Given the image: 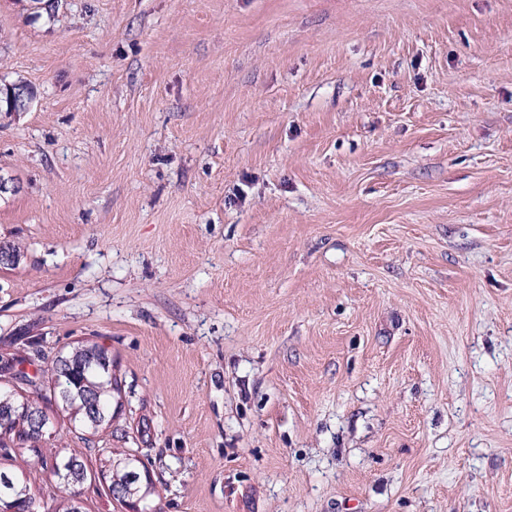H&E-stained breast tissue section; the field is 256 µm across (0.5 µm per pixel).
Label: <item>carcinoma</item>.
<instances>
[{
  "instance_id": "obj_1",
  "label": "carcinoma",
  "mask_w": 512,
  "mask_h": 512,
  "mask_svg": "<svg viewBox=\"0 0 512 512\" xmlns=\"http://www.w3.org/2000/svg\"><path fill=\"white\" fill-rule=\"evenodd\" d=\"M54 378L53 398L71 419L96 434L112 427L114 412L112 399L119 393L117 378L112 376V359L106 357L100 345L84 343L59 355L51 367ZM40 409L37 401L15 390L0 389V429L11 433L12 441L21 445L33 437L30 413ZM38 463L57 477L63 484V495L54 512H82V506L69 489L87 478V468L79 452L47 462L43 452H38ZM143 462L132 453L110 466V480L122 496L133 501H144L147 493L141 491L140 466ZM14 512H34V499L27 484L14 475L9 480L0 478V509Z\"/></svg>"
}]
</instances>
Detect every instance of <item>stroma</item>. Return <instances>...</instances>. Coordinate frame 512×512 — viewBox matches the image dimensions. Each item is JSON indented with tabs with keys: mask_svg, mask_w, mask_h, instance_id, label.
<instances>
[{
	"mask_svg": "<svg viewBox=\"0 0 512 512\" xmlns=\"http://www.w3.org/2000/svg\"><path fill=\"white\" fill-rule=\"evenodd\" d=\"M1 78L0 356L122 388L42 405L84 512L114 449L152 512H512V0H0ZM53 394L46 399L57 403L71 419L96 434L112 428V399L119 393L112 377V359L96 343L77 344L59 355L51 367Z\"/></svg>",
	"mask_w": 512,
	"mask_h": 512,
	"instance_id": "35a3bbf8",
	"label": "stroma"
}]
</instances>
